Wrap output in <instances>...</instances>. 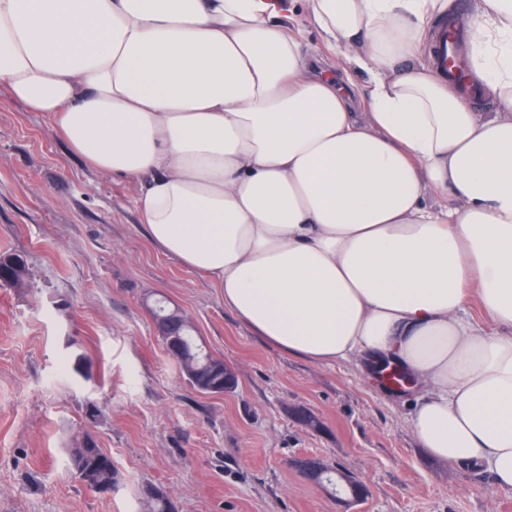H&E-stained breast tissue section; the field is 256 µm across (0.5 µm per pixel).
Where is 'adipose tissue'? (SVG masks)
Instances as JSON below:
<instances>
[{
  "label": "adipose tissue",
  "instance_id": "adipose-tissue-1",
  "mask_svg": "<svg viewBox=\"0 0 512 512\" xmlns=\"http://www.w3.org/2000/svg\"><path fill=\"white\" fill-rule=\"evenodd\" d=\"M369 77L364 109L318 73ZM457 0H0V86L140 182L151 242L285 355L390 367L432 457L512 489V0H474L497 107L420 62ZM478 304L486 320L469 311Z\"/></svg>",
  "mask_w": 512,
  "mask_h": 512
}]
</instances>
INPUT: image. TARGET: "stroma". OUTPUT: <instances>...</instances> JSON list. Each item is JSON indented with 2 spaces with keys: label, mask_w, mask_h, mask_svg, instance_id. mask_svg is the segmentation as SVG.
<instances>
[{
  "label": "stroma",
  "mask_w": 512,
  "mask_h": 512,
  "mask_svg": "<svg viewBox=\"0 0 512 512\" xmlns=\"http://www.w3.org/2000/svg\"><path fill=\"white\" fill-rule=\"evenodd\" d=\"M138 194L0 91V255L26 263L22 287H0V512H140L150 485L176 512H512L490 474L419 448L405 397L256 336L148 240ZM157 294L233 369V391L185 383L147 308ZM88 436L112 458L113 491L70 468ZM300 458L350 472L366 497H336Z\"/></svg>",
  "instance_id": "stroma-1"
}]
</instances>
